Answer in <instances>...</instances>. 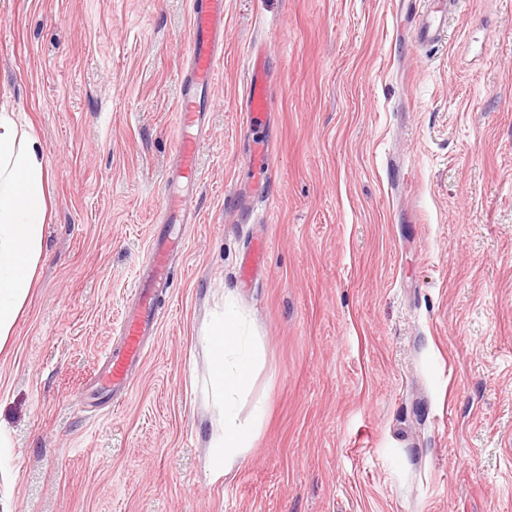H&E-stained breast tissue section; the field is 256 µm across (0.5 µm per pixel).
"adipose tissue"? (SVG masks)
<instances>
[{"instance_id":"1","label":"adipose tissue","mask_w":512,"mask_h":512,"mask_svg":"<svg viewBox=\"0 0 512 512\" xmlns=\"http://www.w3.org/2000/svg\"><path fill=\"white\" fill-rule=\"evenodd\" d=\"M49 174L40 142L19 137L8 113H0V346L11 336L35 286L47 218ZM209 378L215 415L213 460L232 471L251 448L253 431L240 419L239 404L253 386L262 354L251 341L233 294L224 312L206 328Z\"/></svg>"}]
</instances>
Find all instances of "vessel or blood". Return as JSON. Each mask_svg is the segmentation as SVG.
<instances>
[{"mask_svg":"<svg viewBox=\"0 0 512 512\" xmlns=\"http://www.w3.org/2000/svg\"><path fill=\"white\" fill-rule=\"evenodd\" d=\"M443 28V19L437 18L433 11L423 12L420 31L425 42H438ZM223 54L224 0H206L205 6L193 9L190 16L188 80L178 105L180 133L172 147L175 168L161 198L160 217L170 224L197 221L186 206V198L200 178L199 141L206 132L207 112L204 94ZM267 107L266 80L259 70H251L244 111L247 124L255 125ZM181 245V240L171 235H153L132 284L135 304L122 326L124 346L110 355L107 369L97 379L102 390L125 389L128 366L143 359L142 340L144 336L157 333L160 324L156 296L170 285L169 255Z\"/></svg>","mask_w":512,"mask_h":512,"instance_id":"b4317fda","label":"vessel or blood"}]
</instances>
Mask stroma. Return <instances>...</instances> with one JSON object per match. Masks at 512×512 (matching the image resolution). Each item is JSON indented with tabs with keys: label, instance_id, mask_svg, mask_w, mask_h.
Here are the masks:
<instances>
[{
	"label": "stroma",
	"instance_id": "35a3bbf8",
	"mask_svg": "<svg viewBox=\"0 0 512 512\" xmlns=\"http://www.w3.org/2000/svg\"><path fill=\"white\" fill-rule=\"evenodd\" d=\"M194 2L0 0V112L51 175L37 284L0 350V501L512 512V0H458L433 46L417 25L438 0H225L168 315L128 391L96 398L174 165ZM253 51L271 104L251 128ZM228 291L265 360L226 474L202 329Z\"/></svg>",
	"mask_w": 512,
	"mask_h": 512
}]
</instances>
